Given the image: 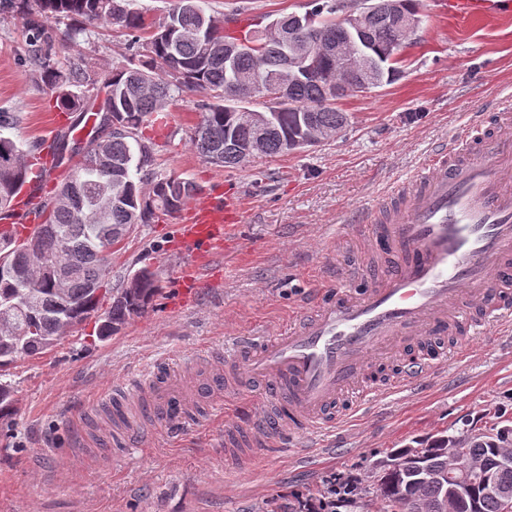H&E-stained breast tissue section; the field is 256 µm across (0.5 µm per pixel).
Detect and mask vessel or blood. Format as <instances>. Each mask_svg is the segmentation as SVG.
<instances>
[{"label":"vessel or blood","mask_w":512,"mask_h":512,"mask_svg":"<svg viewBox=\"0 0 512 512\" xmlns=\"http://www.w3.org/2000/svg\"><path fill=\"white\" fill-rule=\"evenodd\" d=\"M503 0H448L456 17L502 14ZM28 184L13 210L27 229L43 183ZM384 216L368 211L372 253L383 262L372 275L338 270L335 284L316 291L308 311L278 336L236 337L224 371L228 389L264 383L247 422L228 427V450L263 448L282 433L333 432L377 393L416 391L463 360L469 337L512 325V103L494 121L474 119L436 147L397 184ZM201 202L184 227L192 243L211 247L235 210ZM397 359L390 379L386 357ZM191 360L173 356L143 370L149 392L140 411L161 422L182 421L192 391Z\"/></svg>","instance_id":"vessel-or-blood-1"}]
</instances>
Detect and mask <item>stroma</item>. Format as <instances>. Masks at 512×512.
Listing matches in <instances>:
<instances>
[{
    "mask_svg": "<svg viewBox=\"0 0 512 512\" xmlns=\"http://www.w3.org/2000/svg\"><path fill=\"white\" fill-rule=\"evenodd\" d=\"M419 9L400 77L341 99L349 125L339 137L226 169L204 163L188 141L161 145L159 163L195 179L202 198L234 195L238 221L225 227L224 251L189 282L179 276L185 214L138 225L113 254L103 286L121 287L144 266L156 270L161 290L148 310L104 340L87 320L17 363L12 425L0 430V512H292L299 499L319 500L331 479L364 481L372 462L413 439L512 416L505 330L471 337L468 358L415 395L376 396L344 427L301 434L288 452H227L224 428L257 405L252 392L224 394L215 419L196 400L179 430L141 417L131 450L110 418L117 400L140 394L137 378L154 360L207 347L213 355L201 366L210 370L223 366L233 336L281 333L326 274L367 263V242L352 232L356 216L382 203L471 115L492 117L498 101L512 98V14L452 19L448 0H419ZM25 54L21 17L0 19V112L13 115L4 132L28 145L52 140L59 117Z\"/></svg>",
    "mask_w": 512,
    "mask_h": 512,
    "instance_id": "stroma-1",
    "label": "stroma"
}]
</instances>
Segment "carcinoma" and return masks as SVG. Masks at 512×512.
<instances>
[{"label": "carcinoma", "mask_w": 512, "mask_h": 512, "mask_svg": "<svg viewBox=\"0 0 512 512\" xmlns=\"http://www.w3.org/2000/svg\"><path fill=\"white\" fill-rule=\"evenodd\" d=\"M385 0H362L355 15L363 19L367 38L360 51L336 65L323 58L306 72L289 65L291 46L281 29L297 26L309 38L330 43L349 41L352 30L335 22L344 9L340 0H315L302 14L281 15L264 29L235 9L218 19L205 12L201 0H176L167 15L148 19L131 0H0V15L24 19L26 51L33 78L67 114L97 116L98 136L85 144L79 170L60 174L53 194L35 209L36 241L40 260L0 230V425L13 416L11 366L21 358H34L51 349L68 329L97 315V335L116 334L133 315L152 304L159 293L158 273L145 266L128 276L110 306L99 312L98 296L110 269L112 248L139 224H150L160 214L180 212L200 192L191 179L161 167L158 143L146 130L167 126L166 109L180 94L202 96L199 121L189 140L199 157L216 167L236 168L249 161L241 149L254 130L240 113L248 103L269 95L277 83L288 81L290 104L279 107L265 101L263 116L265 156L291 152L290 140L309 127L332 132L348 125L347 113L324 96L329 84H346L363 68L371 69L376 85L394 80L396 42L400 36L385 18ZM65 24L60 29L59 24ZM99 26L115 27L127 37L131 54L112 64L105 80L102 105L90 86L92 58L81 50L59 55L62 41L78 47L80 40ZM68 132L52 143L37 141L24 149L13 137L0 133V210L8 211L27 182L29 167L47 155L55 165L65 161ZM491 433L461 428L450 437L463 443L465 454L481 460L496 483L512 489V463L500 462L497 423ZM445 436L419 441L423 449L407 446L391 457L419 458L424 470L438 474L448 466L442 452ZM418 467L386 470L379 481L354 490L351 504L372 496L379 512H439L446 485L430 478L418 480ZM469 498L477 512H503L496 495L486 494L480 480L472 481Z\"/></svg>", "instance_id": "carcinoma-1"}]
</instances>
